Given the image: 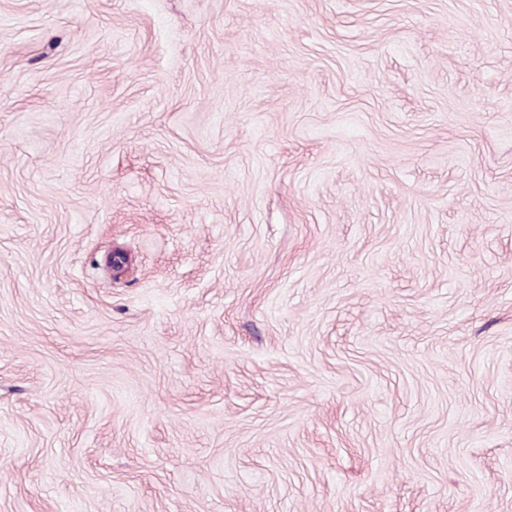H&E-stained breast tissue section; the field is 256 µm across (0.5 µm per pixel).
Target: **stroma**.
Returning a JSON list of instances; mask_svg holds the SVG:
<instances>
[{
    "mask_svg": "<svg viewBox=\"0 0 512 512\" xmlns=\"http://www.w3.org/2000/svg\"><path fill=\"white\" fill-rule=\"evenodd\" d=\"M0 512H512V0H0Z\"/></svg>",
    "mask_w": 512,
    "mask_h": 512,
    "instance_id": "35a3bbf8",
    "label": "stroma"
}]
</instances>
